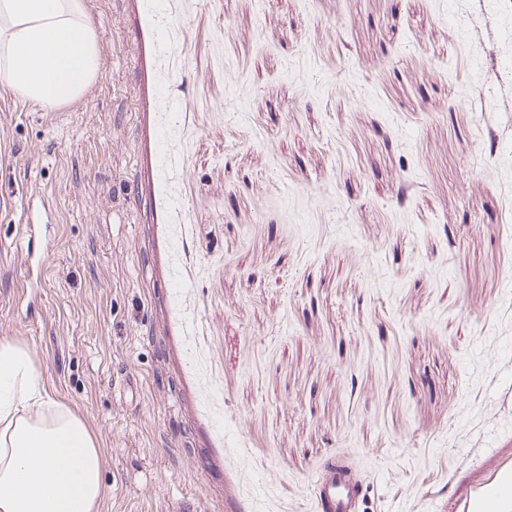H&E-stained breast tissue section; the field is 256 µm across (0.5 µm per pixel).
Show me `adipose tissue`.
<instances>
[{"mask_svg": "<svg viewBox=\"0 0 512 512\" xmlns=\"http://www.w3.org/2000/svg\"><path fill=\"white\" fill-rule=\"evenodd\" d=\"M99 50L82 0H0V86L53 109L82 96ZM103 451L54 400L29 347L0 342V512H100Z\"/></svg>", "mask_w": 512, "mask_h": 512, "instance_id": "adipose-tissue-1", "label": "adipose tissue"}]
</instances>
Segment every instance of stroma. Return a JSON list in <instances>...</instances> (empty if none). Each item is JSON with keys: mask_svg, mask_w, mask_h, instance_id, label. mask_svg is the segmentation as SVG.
<instances>
[{"mask_svg": "<svg viewBox=\"0 0 512 512\" xmlns=\"http://www.w3.org/2000/svg\"><path fill=\"white\" fill-rule=\"evenodd\" d=\"M84 4L85 94H0V340L103 512L512 503V0ZM360 487L350 469L327 464L315 490L317 512H358Z\"/></svg>", "mask_w": 512, "mask_h": 512, "instance_id": "obj_1", "label": "stroma"}]
</instances>
